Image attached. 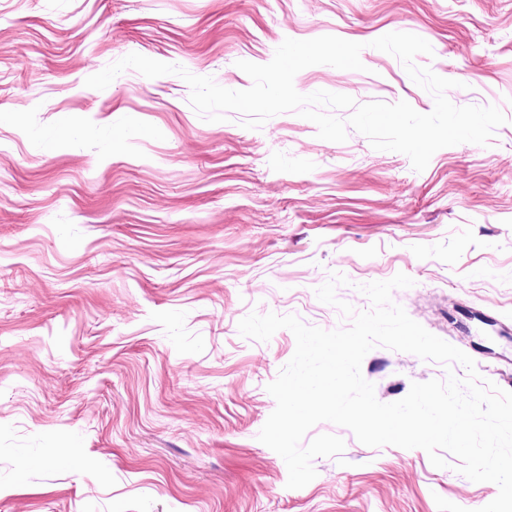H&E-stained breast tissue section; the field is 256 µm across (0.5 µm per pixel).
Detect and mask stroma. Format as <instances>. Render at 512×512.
<instances>
[{"label": "stroma", "mask_w": 512, "mask_h": 512, "mask_svg": "<svg viewBox=\"0 0 512 512\" xmlns=\"http://www.w3.org/2000/svg\"><path fill=\"white\" fill-rule=\"evenodd\" d=\"M390 32L459 81L458 106L507 118L489 146L438 150L424 171L350 132L318 138L293 113L248 130L203 121L176 75L84 81L128 54L221 86L252 84L284 39L361 43L363 70L314 65L302 94L356 102L432 96ZM392 299L512 383V0H0V512H476L498 487L434 467L424 450L372 448L347 428L316 477L287 488L258 439L266 387L292 358L287 329L243 338L250 312L342 324L315 288L397 273ZM395 402L443 366L378 347L361 365Z\"/></svg>", "instance_id": "35a3bbf8"}]
</instances>
